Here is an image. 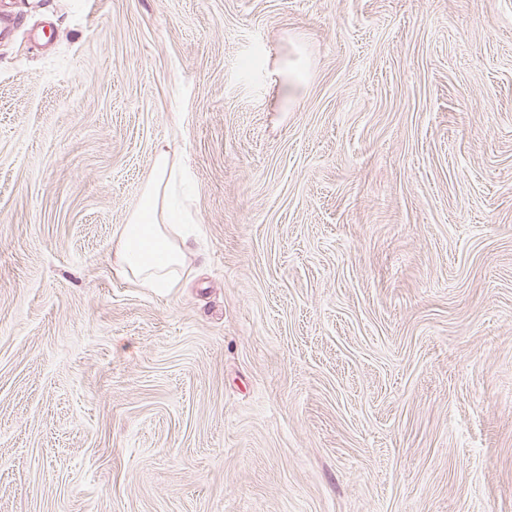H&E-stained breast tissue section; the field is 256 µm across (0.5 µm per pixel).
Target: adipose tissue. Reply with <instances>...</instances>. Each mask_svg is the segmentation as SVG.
I'll return each mask as SVG.
<instances>
[{
	"label": "adipose tissue",
	"instance_id": "obj_1",
	"mask_svg": "<svg viewBox=\"0 0 512 512\" xmlns=\"http://www.w3.org/2000/svg\"><path fill=\"white\" fill-rule=\"evenodd\" d=\"M154 169L141 207L120 229L116 257L121 272L140 287L169 288L186 257V241L171 235L173 217L167 197L173 168L166 146H159Z\"/></svg>",
	"mask_w": 512,
	"mask_h": 512
}]
</instances>
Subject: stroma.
<instances>
[{"label": "stroma", "instance_id": "1", "mask_svg": "<svg viewBox=\"0 0 512 512\" xmlns=\"http://www.w3.org/2000/svg\"><path fill=\"white\" fill-rule=\"evenodd\" d=\"M0 10V512H512V0ZM169 156L167 146L160 145L154 179L144 191L141 207L122 225L116 241L121 272L142 288H171L186 257V240L173 232L171 224L177 222L167 203L173 174Z\"/></svg>", "mask_w": 512, "mask_h": 512}]
</instances>
